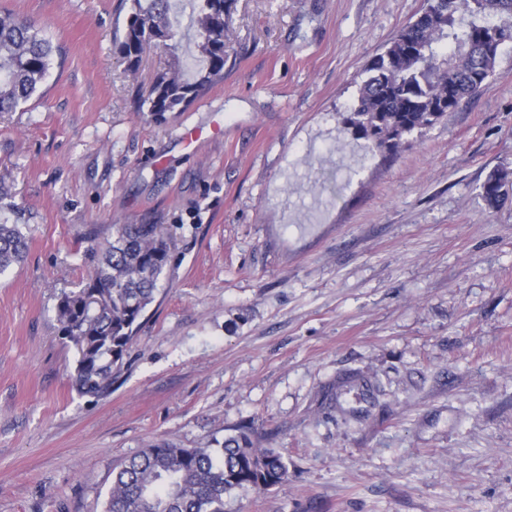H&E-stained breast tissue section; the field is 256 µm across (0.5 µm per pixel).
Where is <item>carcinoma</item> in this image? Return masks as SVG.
Here are the masks:
<instances>
[{
  "label": "carcinoma",
  "instance_id": "1",
  "mask_svg": "<svg viewBox=\"0 0 512 512\" xmlns=\"http://www.w3.org/2000/svg\"><path fill=\"white\" fill-rule=\"evenodd\" d=\"M186 5L195 15L203 67L192 81L175 71L156 74L146 102L158 115L181 111L224 77L226 18L233 0H186ZM183 37L171 0H131L114 41L135 67L148 50L173 51ZM507 43H512V0H427L422 13L366 68L349 124L377 149L397 154L408 136L445 115L439 103L448 98V89L457 105L481 90ZM51 53L40 30L0 15V112H13L31 98L49 71ZM508 185V173H488L481 186L488 208L505 202ZM27 250L20 225L0 222V275L22 262ZM169 260L162 225L114 224L112 242L90 281L61 293L57 320L79 354L73 376L79 393L100 398L111 392ZM289 477L281 453L262 447L250 426L225 438L218 455L207 446L181 448L162 441L116 473L105 512H224V499L233 491H266Z\"/></svg>",
  "mask_w": 512,
  "mask_h": 512
}]
</instances>
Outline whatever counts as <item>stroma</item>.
Segmentation results:
<instances>
[{"label": "stroma", "mask_w": 512, "mask_h": 512, "mask_svg": "<svg viewBox=\"0 0 512 512\" xmlns=\"http://www.w3.org/2000/svg\"><path fill=\"white\" fill-rule=\"evenodd\" d=\"M425 0H235L223 79L156 120L158 72L113 34L127 0H0L59 53L0 113V512H104L159 441L249 423L287 483L226 512H512V46L475 96L392 157L345 119L368 62ZM201 136L186 143L185 129ZM116 224H161L171 258L110 394H80L59 334ZM508 173L499 169L490 171L481 186V197L489 209H495L507 199ZM6 223L0 222V275L13 264L22 262L28 250V239L21 224Z\"/></svg>", "instance_id": "obj_1"}]
</instances>
